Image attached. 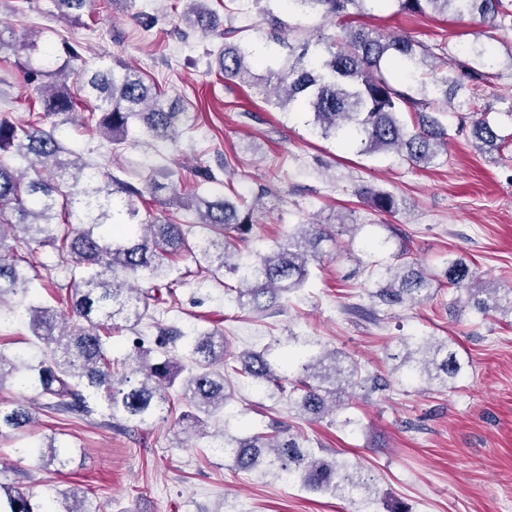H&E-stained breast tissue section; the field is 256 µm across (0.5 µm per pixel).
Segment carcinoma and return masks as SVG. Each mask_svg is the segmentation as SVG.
<instances>
[{
    "mask_svg": "<svg viewBox=\"0 0 512 512\" xmlns=\"http://www.w3.org/2000/svg\"><path fill=\"white\" fill-rule=\"evenodd\" d=\"M387 0H282L300 16L323 20L348 19L367 2ZM58 13L76 21L92 0H52ZM181 20L193 33L224 37L216 61L224 80L254 88L272 106L294 107L309 115V132L337 139L360 155L394 152L412 166L427 167L448 150V129L441 112L479 111L476 97L462 91L485 82L494 57L485 47L473 48L468 61L452 60L446 72L421 81L418 75L434 55L431 48L404 36H385L375 30L347 25L341 34L318 32L316 40L292 42L284 36L285 23L269 7L271 0H245L270 27L278 50L265 61L248 44L236 39L238 30L222 27L207 0H185ZM398 12L470 17L489 28L512 19L504 0H393ZM29 39L35 60L21 64L28 84L38 95L41 111L16 125L0 118V298L12 294L27 300L32 336L42 357L24 354L11 358L0 353V388L16 373L29 389L50 399V406L88 416L89 399L100 397L112 418L147 424L164 406L181 407L179 419L191 424L198 436L211 438L213 452L233 459L242 471L276 469L324 493L363 489L346 464L323 458L308 439L276 422L271 432L247 438L208 432L214 417L234 399L231 374L263 387L270 397L288 396L296 415L318 421L344 406L349 390L363 383L386 388L377 374L359 377L357 365L342 351L309 353L276 372L266 354L248 351L229 356L224 334L157 326L156 345L162 358L142 359L129 371L116 374L107 356L103 325L121 319L139 322L159 301L154 284L164 259L192 258L200 271L215 276L231 273L238 306L264 313L282 306V300L301 290L310 266L321 254L322 242L332 237V224H297L285 242L261 252L240 250L253 229L252 216L263 196L251 200L232 191L233 198L197 193L186 207L198 213L201 231L189 235L186 225L170 219L156 223L140 213L145 192L156 194L173 183L150 178L143 187L122 181L66 145L67 117L80 103L91 104L84 126L113 144L128 140L131 124L139 121L157 139L176 142L178 129L191 120L180 102L145 83L140 74L119 60L99 65L86 75L77 98L68 85L69 64L81 57L74 44L39 43ZM392 70L409 86L420 87L416 98L395 87ZM481 112V111H479ZM477 147L497 149L507 142L491 124L487 112L469 130ZM374 211L392 214L398 199L388 191L359 189ZM14 234L16 248L4 249L3 227ZM52 246L79 269L70 297L69 313L31 299V284L40 278L35 267L18 254L30 245ZM384 286L374 298L385 305L416 306L429 298L434 275L401 255L382 267ZM448 285L456 289L457 310L473 309L484 317L512 314V296L500 295L465 260L448 261ZM185 341L187 357L171 356L168 346ZM396 369L406 370L411 382L446 381L462 370L456 353L432 336H408L390 354ZM32 411L23 400L6 411L0 408V436L26 430ZM0 512H99L87 497L57 491L36 500L30 489L6 488L0 494Z\"/></svg>",
    "mask_w": 512,
    "mask_h": 512,
    "instance_id": "cac0c4a2",
    "label": "carcinoma"
}]
</instances>
